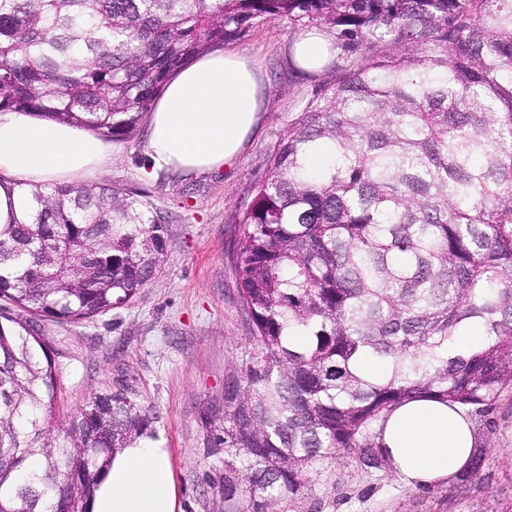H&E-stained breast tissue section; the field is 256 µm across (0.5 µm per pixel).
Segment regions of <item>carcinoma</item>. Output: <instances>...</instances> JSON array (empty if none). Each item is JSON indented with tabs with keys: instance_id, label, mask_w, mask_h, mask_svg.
Wrapping results in <instances>:
<instances>
[{
	"instance_id": "carcinoma-1",
	"label": "carcinoma",
	"mask_w": 512,
	"mask_h": 512,
	"mask_svg": "<svg viewBox=\"0 0 512 512\" xmlns=\"http://www.w3.org/2000/svg\"><path fill=\"white\" fill-rule=\"evenodd\" d=\"M283 19L340 52L236 215L251 336L220 425L205 417L203 447L224 462L216 512H288L340 451L381 466L369 430L412 397L481 413L512 386V0H0V111L116 141L173 71ZM30 195L0 229V301L28 315L0 324V512H86L157 412L119 388L57 423L59 352L33 323L129 304L168 233L128 187ZM471 321L484 345L449 354ZM366 354L385 377L359 372ZM487 453L458 480L479 479Z\"/></svg>"
}]
</instances>
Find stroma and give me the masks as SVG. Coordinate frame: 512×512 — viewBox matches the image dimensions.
<instances>
[{"label":"stroma","mask_w":512,"mask_h":512,"mask_svg":"<svg viewBox=\"0 0 512 512\" xmlns=\"http://www.w3.org/2000/svg\"><path fill=\"white\" fill-rule=\"evenodd\" d=\"M297 36L282 20L261 23L235 41L264 72L269 107L261 134L228 167L148 176V130L113 142L112 163L101 178L137 189L168 227L167 251L155 279L128 305L79 325L45 324L61 341L58 420L92 394L121 386L155 407L181 489V512H213L218 499L224 464L202 445L203 416L222 408L224 384L236 373L250 334L232 262L234 216L251 200L272 147L314 87L288 71L287 49ZM474 422L489 450L479 481L465 485L452 478L414 489L389 465L366 468L335 456L319 464L311 490L288 512H512V387Z\"/></svg>","instance_id":"1"}]
</instances>
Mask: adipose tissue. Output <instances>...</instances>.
Segmentation results:
<instances>
[{
    "label": "adipose tissue",
    "instance_id": "obj_1",
    "mask_svg": "<svg viewBox=\"0 0 512 512\" xmlns=\"http://www.w3.org/2000/svg\"><path fill=\"white\" fill-rule=\"evenodd\" d=\"M295 66L321 74L336 61V39L321 28L301 35L290 49ZM268 107L263 76L241 51L215 49L177 70L149 116L147 170L204 173L220 170L250 147ZM112 162V144L86 128L0 111V226L29 212L27 185L79 183ZM469 412L430 395L409 399L378 427L377 446L411 487L453 478L477 446ZM181 490L168 448L144 437L113 454L100 476L88 512H180Z\"/></svg>",
    "mask_w": 512,
    "mask_h": 512
}]
</instances>
